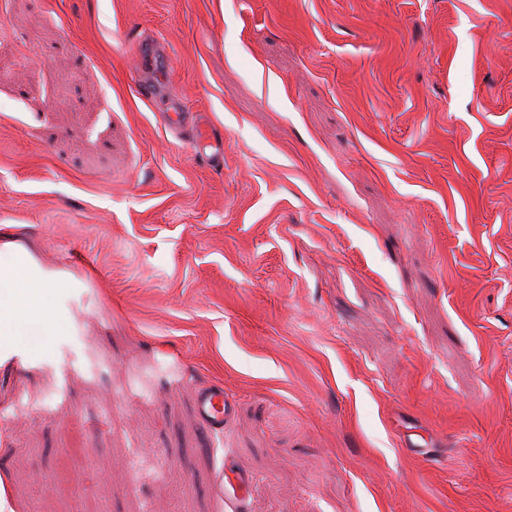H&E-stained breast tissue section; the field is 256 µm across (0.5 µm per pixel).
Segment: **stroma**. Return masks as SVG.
Returning a JSON list of instances; mask_svg holds the SVG:
<instances>
[{"label":"stroma","instance_id":"35a3bbf8","mask_svg":"<svg viewBox=\"0 0 512 512\" xmlns=\"http://www.w3.org/2000/svg\"><path fill=\"white\" fill-rule=\"evenodd\" d=\"M4 243L0 512H512V0H0ZM193 143L199 150L209 152L205 155L210 161L219 162L224 155V138L219 131L214 133L208 128L197 130ZM10 250L0 248V332L4 330V318L2 312L7 308L12 314V321L20 324L30 317L33 313H38L41 317L47 335H50L53 329L52 316L50 312L39 306V293L36 286L27 275L26 270L12 264L8 271L3 269V255ZM5 273V275H4ZM197 408L202 421L211 428L224 425L229 414V403L222 388L208 389L197 394Z\"/></svg>","mask_w":512,"mask_h":512}]
</instances>
